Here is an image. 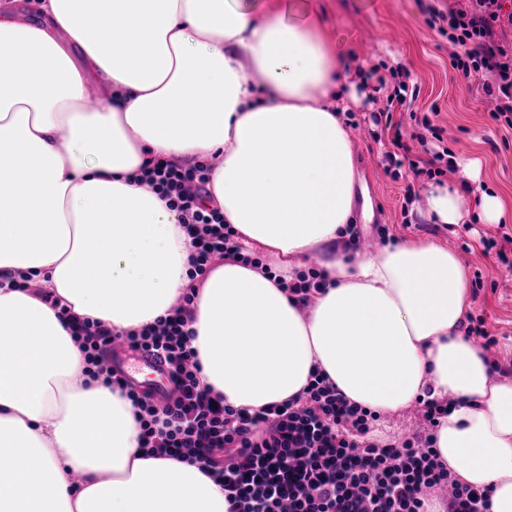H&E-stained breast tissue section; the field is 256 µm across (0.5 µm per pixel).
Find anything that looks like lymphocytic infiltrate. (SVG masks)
<instances>
[{"mask_svg":"<svg viewBox=\"0 0 512 512\" xmlns=\"http://www.w3.org/2000/svg\"><path fill=\"white\" fill-rule=\"evenodd\" d=\"M500 0H475L470 9L430 12L433 29H447L451 65L478 76L494 97L493 118L512 128V46L499 26ZM209 165L175 160L149 164L142 184L182 214L192 240L191 277L241 250L224 214L210 206ZM195 288L147 331L113 332L108 324L58 316L81 342L88 375L126 392L136 409L143 447L151 455L197 464L224 490L227 512H489L490 488L460 482L438 459L432 436L448 415L446 403L418 398L419 422L402 443L372 438L378 413L351 403L326 379L312 377L287 404L251 414L225 405L199 380L191 341ZM151 355L168 368L173 390L155 399L118 376L107 362L115 341Z\"/></svg>","mask_w":512,"mask_h":512,"instance_id":"obj_1","label":"lymphocytic infiltrate"}]
</instances>
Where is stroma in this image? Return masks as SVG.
Returning <instances> with one entry per match:
<instances>
[{
    "instance_id": "obj_1",
    "label": "stroma",
    "mask_w": 512,
    "mask_h": 512,
    "mask_svg": "<svg viewBox=\"0 0 512 512\" xmlns=\"http://www.w3.org/2000/svg\"><path fill=\"white\" fill-rule=\"evenodd\" d=\"M468 0H320L325 15V34L340 38L347 49V71L367 73L361 84L363 97L349 117L356 146L357 174L372 173L374 204L370 220H358L362 234L387 230L391 241L430 239L450 243L470 276L472 309L468 326L484 325L496 343L493 347L501 375L512 377V269L502 268L496 249L487 240L501 239L506 227L481 223L477 217L482 194L501 195L512 205V129L494 120V103L480 80L468 79L452 68L447 37L427 24L429 9L448 12L468 7ZM402 67L411 74L410 108L380 117L386 107V91L377 90L371 68ZM429 118L441 147L455 161L473 158L481 162L477 181L467 199L469 216L462 224L436 223L428 212L426 195L431 185L463 178L462 170L414 174L411 164L423 160L421 145L412 138ZM399 123L409 138L408 164L384 170L382 155L393 134L389 122ZM417 196L405 201L407 186Z\"/></svg>"
}]
</instances>
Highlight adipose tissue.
I'll return each mask as SVG.
<instances>
[{
    "label": "adipose tissue",
    "mask_w": 512,
    "mask_h": 512,
    "mask_svg": "<svg viewBox=\"0 0 512 512\" xmlns=\"http://www.w3.org/2000/svg\"><path fill=\"white\" fill-rule=\"evenodd\" d=\"M0 18V512H226L197 465L145 456L134 407L89 381L78 343L37 295L114 332L154 325L189 285L180 213L138 183L149 163H214L212 203L272 270L228 256L199 287L201 382L252 411L322 372L392 416L425 388L461 482L512 512V378L467 338L466 268L451 245L356 250L355 82L318 0H41ZM102 95L84 104L89 78ZM464 185L427 195L443 224ZM317 260L308 307L285 288ZM33 279L30 291L9 284Z\"/></svg>",
    "instance_id": "ef3b65f1"
}]
</instances>
